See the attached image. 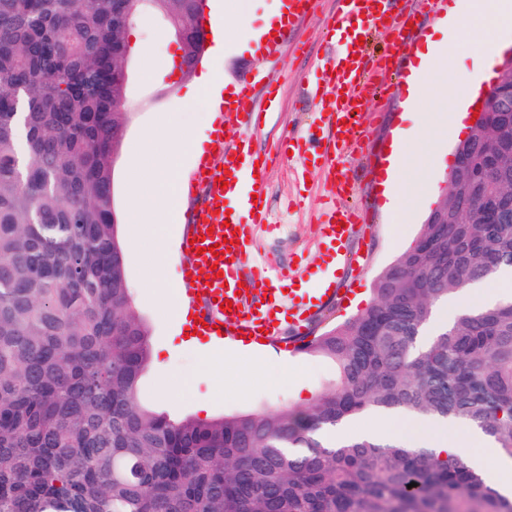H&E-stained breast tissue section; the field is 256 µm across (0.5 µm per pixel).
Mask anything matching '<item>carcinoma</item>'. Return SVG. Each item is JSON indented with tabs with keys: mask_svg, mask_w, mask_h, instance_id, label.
<instances>
[{
	"mask_svg": "<svg viewBox=\"0 0 512 512\" xmlns=\"http://www.w3.org/2000/svg\"><path fill=\"white\" fill-rule=\"evenodd\" d=\"M169 27L200 9L164 0ZM123 0H0V512H512L452 452L332 441L367 413L463 420L512 460V301L439 306L512 268V223L448 187L366 307L302 344L334 377L310 407L174 420L116 236L112 148L127 86ZM415 482L417 486L408 487Z\"/></svg>",
	"mask_w": 512,
	"mask_h": 512,
	"instance_id": "cac0c4a2",
	"label": "carcinoma"
}]
</instances>
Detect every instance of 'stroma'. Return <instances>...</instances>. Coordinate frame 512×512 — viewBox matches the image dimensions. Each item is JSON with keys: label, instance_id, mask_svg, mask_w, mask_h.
Returning a JSON list of instances; mask_svg holds the SVG:
<instances>
[{"label": "stroma", "instance_id": "stroma-1", "mask_svg": "<svg viewBox=\"0 0 512 512\" xmlns=\"http://www.w3.org/2000/svg\"><path fill=\"white\" fill-rule=\"evenodd\" d=\"M331 9L332 0H319L317 7L301 19L302 41L284 47L280 65H269L235 47L219 56L204 54L200 64L201 69L216 70L233 83L244 72L258 70L281 89L275 124L257 141L258 148L270 156L265 175L269 214L281 229L276 236L263 239L260 248L267 263L288 268L290 276L307 281L321 276L324 269L316 218L327 194V183L310 151L298 148L292 156L282 158L275 156L274 144L281 130L300 132L321 123L315 92L306 88L303 80L311 71L320 69L329 54L325 38ZM408 9L420 39L453 45L454 54L447 70L426 73L424 81L429 92L414 110L405 109L406 89L396 77L372 89L363 103L364 111L375 114L378 120L375 142L386 141L395 130H403L410 160L405 197L407 221L395 223L380 208L373 215L378 229L366 241L369 268L365 274L357 275L355 284L357 294L365 299L372 294L376 275L411 244L441 198L447 175L444 164L453 159L457 145L455 137L444 129L456 87L468 80L478 82L484 89L490 85L479 68L476 53L482 42L494 39L493 28L481 20H470L473 40L461 45L454 33L437 29L435 19L428 15L427 0H408ZM173 54V37L167 28L154 14L142 15L130 35L129 64L137 76L126 101L129 124L114 163V192L116 209L122 217L120 233L129 288L150 334L151 358L141 381L143 402L174 418L211 419L284 405L307 409L317 389L333 376L327 362L302 353L273 354L263 356L260 366L245 369L235 360L210 359L208 351L182 346L176 318L157 299L159 291L170 293L177 287V264L165 262L157 287L146 283V271L153 258L154 227L134 223L130 213L128 167L132 151L145 131L161 121L187 114L196 127L207 122L203 111L188 114L183 95L192 78L173 73ZM149 64L159 69L151 79L145 75ZM286 363L297 374L298 383H278L281 367Z\"/></svg>", "mask_w": 512, "mask_h": 512}]
</instances>
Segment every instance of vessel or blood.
<instances>
[{
	"label": "vessel or blood",
	"instance_id": "1",
	"mask_svg": "<svg viewBox=\"0 0 512 512\" xmlns=\"http://www.w3.org/2000/svg\"><path fill=\"white\" fill-rule=\"evenodd\" d=\"M282 2L284 13L269 19L258 46L272 63L279 61L289 40L298 39L299 20L315 4V0ZM406 4L407 0H335L328 28L331 52L317 78L332 138L320 146L329 200L319 226L326 246L325 269L314 287L279 288L284 271L258 260L257 236L271 232L272 226L267 185L255 173L259 157L252 144L264 129L263 114L276 101L275 90L270 87L265 95H256L257 80L248 72L240 79L235 100L225 102L224 119L213 131V141L223 147L225 158L220 163L208 156L199 159L190 187L199 204L185 213L179 227L178 292L187 314L205 320L201 327L193 321L188 325L200 339L220 344L231 338L245 345L263 342L279 351L295 349L320 314L344 302L351 271L366 270L367 253L352 251L351 246L364 241L371 226L366 210L351 203L357 184L341 168L339 156L369 136L373 121L361 110L369 90L383 74L404 78L417 64L408 50L417 35L406 24ZM380 29L391 31L396 42L390 58L374 60L358 40ZM231 236L235 246L223 247V239ZM215 269L220 272L216 279L210 276ZM227 299L231 309L221 310V301Z\"/></svg>",
	"mask_w": 512,
	"mask_h": 512
}]
</instances>
